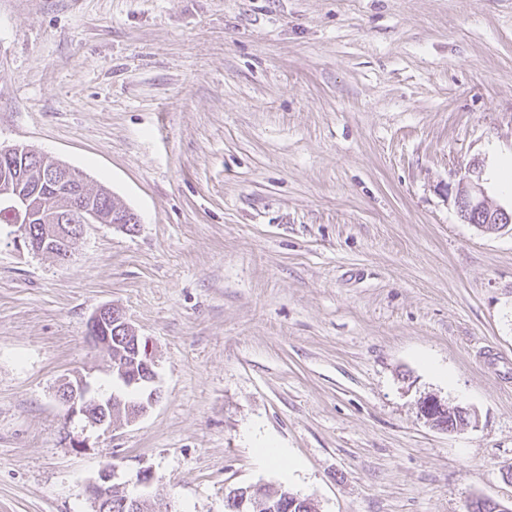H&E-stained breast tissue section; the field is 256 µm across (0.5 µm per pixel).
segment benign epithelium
Listing matches in <instances>:
<instances>
[{
  "mask_svg": "<svg viewBox=\"0 0 512 512\" xmlns=\"http://www.w3.org/2000/svg\"><path fill=\"white\" fill-rule=\"evenodd\" d=\"M41 176L53 185L57 200V208L53 221L46 224L35 234L31 228L33 212L37 205L34 196L24 192L20 186L11 181H0V204L6 207L11 217L14 231L13 240L16 246H25L35 254L50 255L64 262L70 256V246L78 239L87 224L103 222L101 212L93 206L86 195L85 183L73 178L72 169L62 161L48 156H41L39 163ZM455 205L459 211L481 213L487 216V223L504 229L512 225V214L502 207L493 208L489 205L481 168L474 165L459 180L455 195ZM125 331L135 338V343L142 344L137 355L143 357L148 366L156 365L155 354L149 341L137 335L136 330L123 314L110 305L97 309L89 319V337L91 342L112 353V327ZM59 398L67 407V417L82 416L92 427L104 431H112L118 426V419L112 414V398H96L91 395V388L83 377L68 380L59 389ZM446 406L434 397L421 402L422 415L433 425L434 411H443ZM448 410V409H446ZM468 414L462 407L448 410V414ZM115 466L106 465L99 473L98 480L90 487L93 512H105L112 503V492L123 491V485L114 482Z\"/></svg>",
  "mask_w": 512,
  "mask_h": 512,
  "instance_id": "benign-epithelium-1",
  "label": "benign epithelium"
}]
</instances>
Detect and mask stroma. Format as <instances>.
<instances>
[{"label":"stroma","instance_id":"35a3bbf8","mask_svg":"<svg viewBox=\"0 0 512 512\" xmlns=\"http://www.w3.org/2000/svg\"><path fill=\"white\" fill-rule=\"evenodd\" d=\"M18 144L140 222L86 225L63 264L0 232V512H92L108 464L145 512L254 484L321 512L512 504V226L454 203L512 158V0H0ZM104 305L159 390L109 433L57 396L111 393ZM94 201L97 203V205H100L104 211H106L108 214L110 212H114V214H121V219L126 218L125 224H128V230L129 232L135 230V227L137 224H139V219L137 214H135L131 209L121 204L115 196L111 193L110 197H95ZM134 220V222H132Z\"/></svg>","mask_w":512,"mask_h":512}]
</instances>
